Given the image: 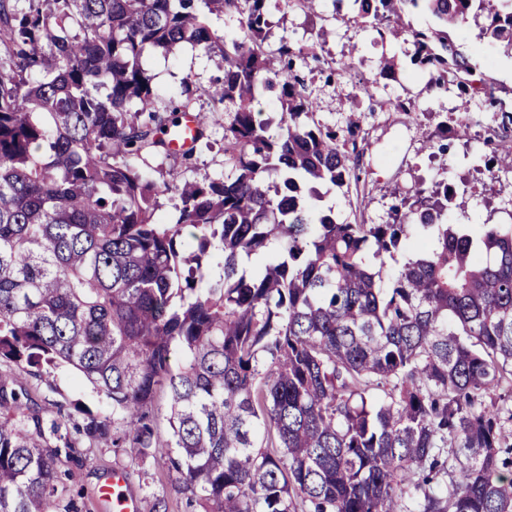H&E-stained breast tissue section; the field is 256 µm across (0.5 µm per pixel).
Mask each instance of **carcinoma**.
Wrapping results in <instances>:
<instances>
[{"instance_id":"cac0c4a2","label":"carcinoma","mask_w":512,"mask_h":512,"mask_svg":"<svg viewBox=\"0 0 512 512\" xmlns=\"http://www.w3.org/2000/svg\"><path fill=\"white\" fill-rule=\"evenodd\" d=\"M265 3L0 0V364L75 368L112 404L83 432L160 457L203 512H512V224L448 223L445 182L390 224L302 205L303 182H360L361 125L343 139L309 121L292 73L318 56L264 50ZM352 3L394 34L424 7L434 26L409 30L411 63L496 102L448 28L482 17L512 53V0ZM233 11L228 43L208 15ZM183 43L224 47L211 101L234 106L233 174L159 186L135 160L168 152L176 122L154 112L142 58ZM274 90L277 137L254 107ZM494 153L512 168L511 138ZM84 463L0 370V512H73L65 467Z\"/></svg>"}]
</instances>
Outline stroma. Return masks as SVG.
<instances>
[{
	"label": "stroma",
	"instance_id": "1",
	"mask_svg": "<svg viewBox=\"0 0 512 512\" xmlns=\"http://www.w3.org/2000/svg\"><path fill=\"white\" fill-rule=\"evenodd\" d=\"M270 26L265 45L275 50L282 38L301 45H316L320 63H297L295 73L306 96L316 103L315 121L345 132L353 117H361L362 134L368 145L361 165L358 188L343 193L321 187L319 197L309 199L312 210H333L339 220H358L384 224L390 220L395 198L405 196L418 183L448 182L462 189L449 210V220L476 230L481 224H503L512 219V199L499 196L497 185L488 176L493 161L490 138L501 124L500 114L486 111L481 98H473L469 107L480 122L467 135H458L450 126L458 115L460 91L456 85L436 90L428 86V77L411 63L414 53L408 35L398 37L378 33L355 18L351 0H318L315 8L288 6L285 0H266ZM330 30L325 44H318L320 30ZM352 55L354 67L339 75L329 68L343 55ZM395 61L391 75L380 76L382 58ZM481 72L496 87L497 97L506 111H512V56L496 45H488L478 60ZM158 94L157 111L172 101H188L192 112L211 111L209 90L224 75L220 51L210 53L183 45L165 55L154 51L143 60ZM371 95H364L363 85ZM400 98L414 105L410 112H390L385 102ZM232 112H223L219 122L208 124L204 137L194 146L190 158L172 152L148 153L138 166L156 182H164L169 171L180 172L188 180L221 178L229 174L224 164V128ZM445 143L446 155L432 157V146ZM28 391L45 419L59 414L81 413L99 416L110 413L112 405L89 383L66 367L39 377H27ZM76 448L87 460L74 469L69 481L73 489L83 491L78 506L81 512H102L99 488L113 470H123L126 491L135 496L141 512H152L154 495H163L169 512H188L186 496L164 465L138 457L136 450L117 454L110 444L70 432Z\"/></svg>",
	"mask_w": 512,
	"mask_h": 512
}]
</instances>
